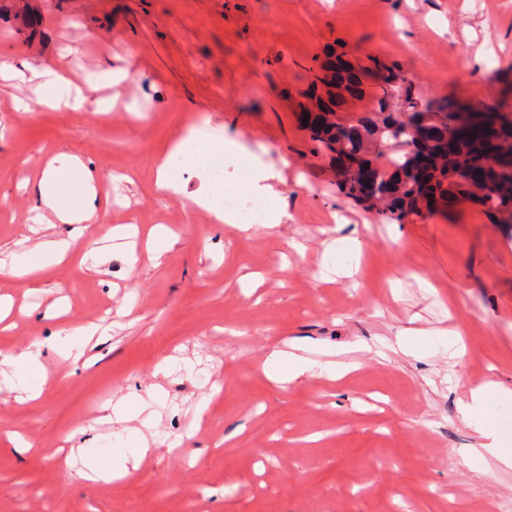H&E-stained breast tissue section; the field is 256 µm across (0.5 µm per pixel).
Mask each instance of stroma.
Instances as JSON below:
<instances>
[{"label":"stroma","mask_w":512,"mask_h":512,"mask_svg":"<svg viewBox=\"0 0 512 512\" xmlns=\"http://www.w3.org/2000/svg\"><path fill=\"white\" fill-rule=\"evenodd\" d=\"M398 65L423 100L494 106L512 119V0H0V68L23 63L99 86L83 111L15 108L0 78V259L28 236L53 157L92 173L105 223L39 280L0 271L15 326L7 354L55 330L111 325L88 364L46 356L37 400L0 390V512H498L512 470L469 462L481 439L460 401L486 378L512 388V224L476 205L385 222L347 201L298 119L330 48ZM280 171L287 216L239 236L189 195L158 192L156 160L197 116ZM118 176L113 209L104 171ZM170 229L159 262L84 260L110 227ZM355 236L352 273L321 281L322 252ZM409 274L391 279L392 271ZM65 299L67 314L41 309ZM460 329L458 356L393 351L407 329ZM293 342L360 362L342 380L278 385L262 364ZM151 401L142 468L76 478L69 448H107L119 399Z\"/></svg>","instance_id":"1"}]
</instances>
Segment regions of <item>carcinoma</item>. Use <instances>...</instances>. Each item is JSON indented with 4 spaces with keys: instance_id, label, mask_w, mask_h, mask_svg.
<instances>
[{
    "instance_id": "1",
    "label": "carcinoma",
    "mask_w": 512,
    "mask_h": 512,
    "mask_svg": "<svg viewBox=\"0 0 512 512\" xmlns=\"http://www.w3.org/2000/svg\"><path fill=\"white\" fill-rule=\"evenodd\" d=\"M340 55H329L312 74L307 96L316 111L306 124L318 148L330 154L338 149L365 154L366 172L377 184V193L366 200L355 187L362 172L336 176L339 191L351 202L374 212L388 222H401L407 215L417 217L448 205L450 200L471 201L494 217L496 224H512V121L499 112L453 99H439L421 106L418 93L397 70L368 57V64H339ZM364 72L379 79L380 95L375 111L367 112L353 125L354 134L339 137L343 124L332 119L335 98L351 91L356 74ZM421 111L429 114L443 132L451 134L448 153L432 168L420 166L419 152L406 126L409 117ZM389 147V167L374 159L375 147Z\"/></svg>"
}]
</instances>
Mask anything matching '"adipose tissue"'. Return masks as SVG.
Instances as JSON below:
<instances>
[{
	"mask_svg": "<svg viewBox=\"0 0 512 512\" xmlns=\"http://www.w3.org/2000/svg\"><path fill=\"white\" fill-rule=\"evenodd\" d=\"M29 72V80L35 83L37 101L41 104H62L78 110L98 89L96 83L89 81L83 89L72 90L70 81L59 71L48 67L33 66ZM241 157V147L236 141L226 139L206 127L190 130L161 159L157 170V186L163 191L189 193L191 200L208 211L215 221L236 224L242 233H251L252 225L238 224L235 212L225 209V182L216 176L217 170L223 169L225 162L235 163ZM178 160L195 171L199 186L194 192H187L185 184L177 177L174 163ZM280 178V172L273 167L259 165L252 167L247 182L250 194L264 199L269 206L265 224L269 230L278 227L285 216L279 207L280 191L276 186ZM39 195L46 209L45 214L38 217L39 224H46L49 216L53 215L60 220L73 222L74 228L65 238H40L16 256L11 264V272L17 277H33L60 263L83 237L87 223H98L103 219L94 206L96 189L91 182V174L78 158H70L68 164L61 166L49 162L41 174ZM100 332L99 325H81L57 331L48 342H32L16 354L0 359V365L8 369L0 381L21 390L27 397H38L47 383L42 361L44 349L50 348L64 357L78 359ZM350 370V365L346 363L319 362L281 350L272 352L264 364L266 377L279 384L303 377L338 380ZM510 402L512 390L498 382L488 381L471 388L467 402L460 407V414L462 421L473 427L485 440L483 448L470 449V456L480 460L489 456L500 466L512 470V435L494 419L498 407ZM148 452V446L144 445L132 454L122 448L106 453L93 451L84 454L81 457L84 465L82 476L91 481L122 478L130 466L140 465Z\"/></svg>",
	"mask_w": 512,
	"mask_h": 512,
	"instance_id": "1",
	"label": "adipose tissue"
}]
</instances>
